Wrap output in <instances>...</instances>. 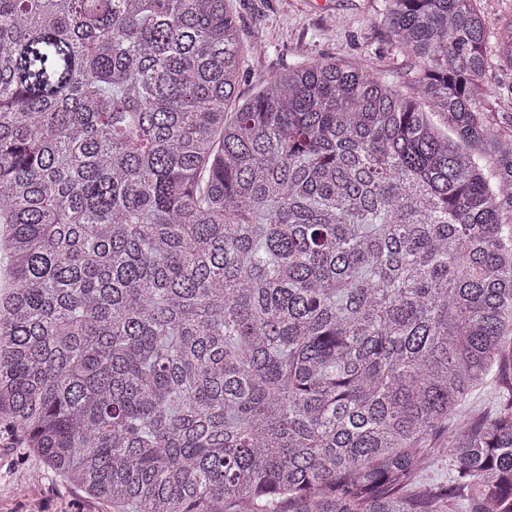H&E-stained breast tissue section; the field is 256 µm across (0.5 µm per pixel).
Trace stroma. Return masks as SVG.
Instances as JSON below:
<instances>
[{"label": "stroma", "mask_w": 512, "mask_h": 512, "mask_svg": "<svg viewBox=\"0 0 512 512\" xmlns=\"http://www.w3.org/2000/svg\"><path fill=\"white\" fill-rule=\"evenodd\" d=\"M249 54L248 81L239 93L293 62L332 59L345 65L373 57L399 90H407L409 63L393 49L382 0H232ZM12 432H0V512H127L88 498L80 489L48 478L40 460L21 459Z\"/></svg>", "instance_id": "obj_1"}]
</instances>
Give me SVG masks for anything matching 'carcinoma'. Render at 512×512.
<instances>
[{"label": "carcinoma", "mask_w": 512, "mask_h": 512, "mask_svg": "<svg viewBox=\"0 0 512 512\" xmlns=\"http://www.w3.org/2000/svg\"><path fill=\"white\" fill-rule=\"evenodd\" d=\"M385 22L410 93L304 60L243 100L229 0H0V419L49 477L133 512H512V18ZM512 84V71L493 66L486 77L488 93L496 99V112H501L505 121L512 116V96L500 94V89Z\"/></svg>", "instance_id": "obj_1"}]
</instances>
